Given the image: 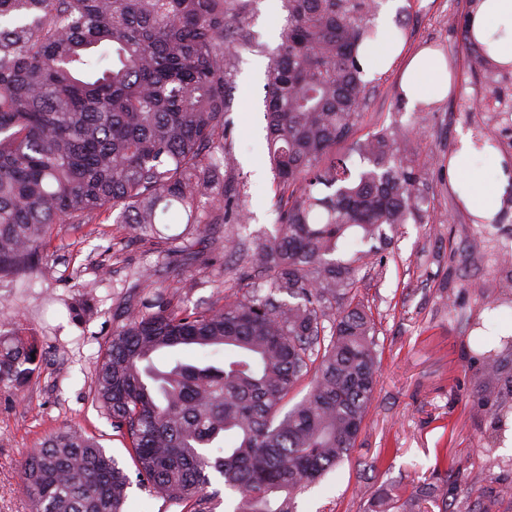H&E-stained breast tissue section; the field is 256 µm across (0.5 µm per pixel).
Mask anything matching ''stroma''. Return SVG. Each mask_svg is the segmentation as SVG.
Segmentation results:
<instances>
[{
    "label": "stroma",
    "mask_w": 512,
    "mask_h": 512,
    "mask_svg": "<svg viewBox=\"0 0 512 512\" xmlns=\"http://www.w3.org/2000/svg\"><path fill=\"white\" fill-rule=\"evenodd\" d=\"M467 0H398L395 21L408 51L440 50L449 62L453 89L426 108L409 107L399 72L367 83L363 132L381 126L410 128L414 154L425 160L415 217L369 241V256L355 274L357 295L377 327L378 382L349 460L300 494L299 512H367L371 497L391 486L434 482L447 492L448 512H512V411L497 418L479 410L484 393L476 358L474 322L489 307L497 318L484 339L512 327V279L501 258L512 252V206L496 224L475 223L454 189L448 159L461 136L475 127L503 124L491 113L459 111L479 98L480 79L454 25ZM283 0H251L248 25L257 47L236 50L227 88L233 124L225 179L245 185L246 225L216 224L189 272L164 267L151 242L132 239L123 263L98 278V236L65 228L53 240L43 275L29 288H0V314L19 315L38 333L47 353L39 376L21 395L0 390V512H31L20 481L26 457L60 427L74 425L98 438L126 472L134 464L112 434L107 415L88 394L101 346L121 320L127 297L138 295L143 268L159 289L193 307L222 304L236 293L237 253L224 240L273 233L278 219L269 164L264 98L267 52L281 41ZM96 285V309L72 322L68 303L80 284Z\"/></svg>",
    "instance_id": "obj_1"
}]
</instances>
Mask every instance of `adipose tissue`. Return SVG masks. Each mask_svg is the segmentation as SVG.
Listing matches in <instances>:
<instances>
[{
    "mask_svg": "<svg viewBox=\"0 0 512 512\" xmlns=\"http://www.w3.org/2000/svg\"><path fill=\"white\" fill-rule=\"evenodd\" d=\"M504 21L512 25V0H482L471 19V30L496 61L512 63V34L499 39L492 36ZM378 26L386 34V42L364 45L358 50L364 79H373L399 63L403 66L400 88L410 106L446 98L451 88V75L445 56L425 48L411 57H404V34L397 29L392 11L382 14ZM449 170L468 211L484 223H492L508 191L512 190V177L505 171L502 157L492 152L486 158H478L472 142L464 137L449 161Z\"/></svg>",
    "mask_w": 512,
    "mask_h": 512,
    "instance_id": "adipose-tissue-1",
    "label": "adipose tissue"
}]
</instances>
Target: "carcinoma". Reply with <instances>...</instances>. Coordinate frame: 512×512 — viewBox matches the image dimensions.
Returning <instances> with one entry per match:
<instances>
[{
  "instance_id": "cac0c4a2",
  "label": "carcinoma",
  "mask_w": 512,
  "mask_h": 512,
  "mask_svg": "<svg viewBox=\"0 0 512 512\" xmlns=\"http://www.w3.org/2000/svg\"><path fill=\"white\" fill-rule=\"evenodd\" d=\"M250 0H0V283L32 287L63 226L115 217L175 258L159 225L241 224L243 188L224 181L233 48L249 42ZM468 0L457 19L492 111L512 114V65L476 42ZM377 0H284L265 115L281 210L274 235L243 254V293L189 307L163 292L125 307L102 346L91 393L148 484L183 512H215L210 475L232 512H297L296 497L347 459L377 381V329L353 292L356 263L336 257L408 222L421 164L407 133L362 139L361 45L378 37ZM348 145L354 172L336 147ZM221 203L216 211L208 209ZM269 291L260 294L263 286ZM90 291L70 303L91 318ZM330 326H324V322ZM512 334L483 345L487 397ZM45 353L17 315L0 318V389L40 373ZM309 389L293 406L304 381ZM33 512H123L130 477L76 426L25 462ZM447 512L440 486L391 487L369 512Z\"/></svg>"
}]
</instances>
